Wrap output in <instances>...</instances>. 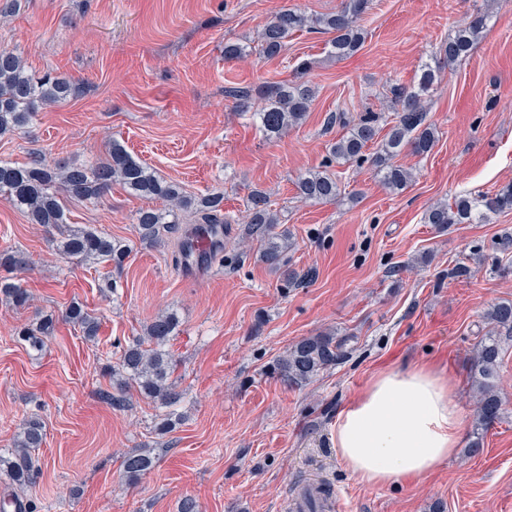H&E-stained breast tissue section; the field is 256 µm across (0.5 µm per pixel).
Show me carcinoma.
<instances>
[{
	"instance_id": "cac0c4a2",
	"label": "carcinoma",
	"mask_w": 512,
	"mask_h": 512,
	"mask_svg": "<svg viewBox=\"0 0 512 512\" xmlns=\"http://www.w3.org/2000/svg\"><path fill=\"white\" fill-rule=\"evenodd\" d=\"M370 0H343L332 12L308 16L297 8H282L262 26L259 34L260 51L267 57L284 50L288 35L312 28L331 35L328 54L343 61L356 54L365 42L367 31L362 25ZM491 15L478 12L459 24L438 48L442 65H421L417 83L411 87L395 85L391 88L393 119L385 134H380V116L365 112L348 118L343 112L331 115L329 123L337 121L350 126L346 135L330 146V155L336 162L367 166L388 190L395 192L407 187L411 173L395 162L408 150L417 155L432 151L439 135L436 126L428 121L427 97L437 84L441 67L452 66L468 56L483 37ZM310 65L297 66V80L288 83H268L261 88L266 106L256 113L260 129L269 138L281 137L289 128L300 124L310 110L315 87L310 79ZM70 80L62 77H37L29 73L20 56L7 48H0V137L24 132L39 108L58 103L72 93ZM374 151H369V148ZM118 183L129 193L167 202L164 210L142 208L136 213L139 242L157 243L163 234L174 231L182 223L181 213L191 216L193 224H226L224 196L219 193L206 196H188L174 182L158 177L148 166L136 161L118 142L110 144L108 156L95 163L59 161L52 163L43 154L31 157L24 165L0 160V196L27 211L33 224L56 227L66 223L61 197L78 201L100 203L112 185ZM295 185L299 198L308 203H335L341 199L342 186L336 174L323 170H306L297 174ZM512 210V183L492 194L457 198L452 205L436 203L427 208L424 223L444 228L450 224H488L498 214ZM279 216L271 208L267 193L253 189L246 199L243 235L261 243L260 258L271 270L279 272L288 283L293 274L288 270L286 254L291 250L288 232H277ZM60 255L78 258L84 262H124L129 247L106 232L81 227L66 231L56 241ZM0 262L14 268L29 263L24 252L10 249L0 254ZM0 294L19 307L30 301L26 289L14 283L0 282ZM63 318L78 326L84 337L94 340L98 321L79 305L69 306ZM494 325V333L482 337L471 365V385L476 391L477 424L472 433L469 452L481 449L482 435L503 418L499 371L504 348L501 337L512 338V301L494 305L487 312ZM178 326L175 314H161L145 328L144 336L127 346L119 362L112 368V383L121 390L126 381H133L141 397L165 406L175 405L181 397L171 376L177 362L164 349ZM55 319L47 315L34 327H24L18 335L37 351L44 338L54 331ZM151 348H144V344ZM347 358L341 343L328 335L303 338L292 344L277 359L270 370L286 385L302 388L313 382L324 371ZM43 426L36 418L27 420L15 442L9 458H0V470L7 472L17 493L0 502V512L9 504H23L19 492L33 476L32 450L41 447ZM156 463L151 448H138L123 456L122 476L129 484L137 482Z\"/></svg>"
}]
</instances>
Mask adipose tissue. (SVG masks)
<instances>
[{
    "label": "adipose tissue",
    "mask_w": 512,
    "mask_h": 512,
    "mask_svg": "<svg viewBox=\"0 0 512 512\" xmlns=\"http://www.w3.org/2000/svg\"><path fill=\"white\" fill-rule=\"evenodd\" d=\"M458 390L454 379L428 361L373 374L332 429L346 470L369 488L434 473L460 441L464 412Z\"/></svg>",
    "instance_id": "1"
}]
</instances>
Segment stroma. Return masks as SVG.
Listing matches in <instances>:
<instances>
[{"label":"stroma","instance_id":"1","mask_svg":"<svg viewBox=\"0 0 512 512\" xmlns=\"http://www.w3.org/2000/svg\"><path fill=\"white\" fill-rule=\"evenodd\" d=\"M342 0H0V47L28 70L70 79L72 94L38 110L26 133L0 138V159L91 162L119 141L161 179L193 195H224L222 257L196 280L172 263L175 240L141 244L135 215L146 199L113 185L103 203L66 200L69 224L103 230L132 251L122 268L64 258L51 248L55 228L30 223L0 196V251L19 247L22 269L0 266V280L21 285L29 305L0 296V455L10 456L33 417L46 438L39 472L23 492L29 512H288L299 484L328 482L333 512H512V340L500 368L504 417L483 435L479 453L460 445L434 474L401 485L366 488L342 466L331 432L338 413L383 368L432 361L459 384L464 435L476 424L469 379L486 313L512 301V272L494 264L512 211L488 224L443 230L423 221L435 203L492 192L512 183V0H371L362 48L338 61L327 34L289 36L280 55L257 47L260 26L278 9L309 15ZM493 19L469 56L442 69L428 100L439 131L431 153H402L412 174L400 192L367 168L330 163L344 130L332 112L390 114V89L410 87L422 63H435L457 22L479 10ZM247 45L225 60L224 44ZM308 62L316 95L301 124L267 139L255 118L267 82H290ZM249 86L248 111L227 88ZM329 166L356 201L309 205L296 198L300 172ZM265 190L280 227L295 242L290 285L242 238L245 200ZM462 263L469 275L455 277ZM118 282L106 288L104 276ZM80 303L99 323L86 341L64 320ZM180 323L167 345L177 361L182 399L175 428L157 434L165 407L128 387V408L100 398L111 389L107 363L156 316ZM47 313L58 320L41 352L20 341L21 327ZM346 339L347 359L300 389L269 371L306 336ZM153 448L158 462L133 485L120 470L124 453Z\"/></svg>","mask_w":512,"mask_h":512}]
</instances>
